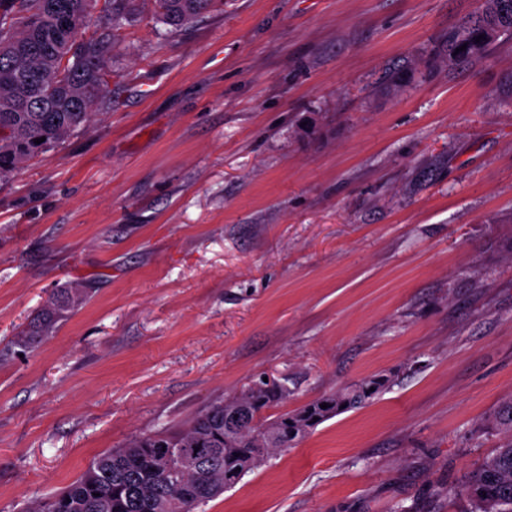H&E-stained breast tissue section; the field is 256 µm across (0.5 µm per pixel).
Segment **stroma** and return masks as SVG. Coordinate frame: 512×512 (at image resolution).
<instances>
[{"label":"stroma","mask_w":512,"mask_h":512,"mask_svg":"<svg viewBox=\"0 0 512 512\" xmlns=\"http://www.w3.org/2000/svg\"><path fill=\"white\" fill-rule=\"evenodd\" d=\"M478 3L137 0L111 108L0 179V512L264 373L388 383L195 512H466L512 398V35L436 57ZM216 0H154L159 16L174 29L185 27L209 12ZM87 289L80 285H69L54 289L41 310V319L34 329L24 336L25 342L37 343L53 332L54 325L74 312L85 300Z\"/></svg>","instance_id":"stroma-1"}]
</instances>
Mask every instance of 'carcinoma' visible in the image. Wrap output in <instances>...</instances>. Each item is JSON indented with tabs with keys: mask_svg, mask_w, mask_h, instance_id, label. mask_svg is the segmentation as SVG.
<instances>
[{
	"mask_svg": "<svg viewBox=\"0 0 512 512\" xmlns=\"http://www.w3.org/2000/svg\"><path fill=\"white\" fill-rule=\"evenodd\" d=\"M136 0H0V177L25 159L63 142L85 127L94 110L110 105L105 96L112 69L115 32L134 11ZM159 16L174 28L209 12L216 0H154ZM105 23L86 36L95 13ZM512 31V0H483L482 7L448 29L439 57L454 64L486 55L497 38ZM483 39L476 40V37ZM466 46L461 51L459 47ZM45 138L36 144L34 140ZM80 285L54 289L41 319L24 336L37 343L85 300ZM385 385L371 377L323 395L298 410L270 420L264 413L288 399L276 379L251 381L239 394L216 402L186 426L135 435L119 448L97 455L62 490L34 501L27 512H157L158 500L194 512L258 467L261 460L292 447L307 430L338 413L368 403ZM328 404L323 409L321 405ZM493 426L502 444L462 483L469 512H512V399L498 405ZM197 452L202 465L183 471L176 451ZM166 468H159L163 459Z\"/></svg>",
	"mask_w": 512,
	"mask_h": 512,
	"instance_id": "obj_1",
	"label": "carcinoma"
}]
</instances>
